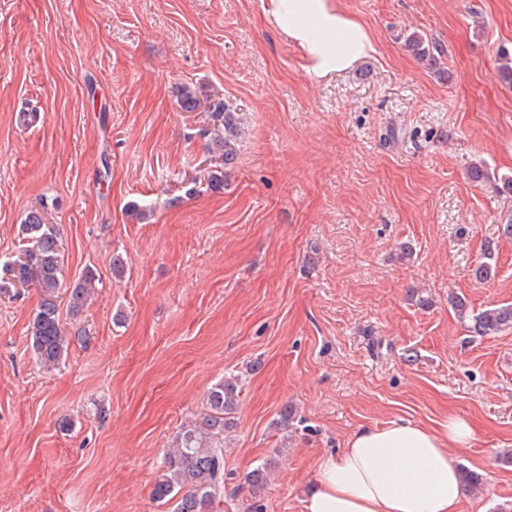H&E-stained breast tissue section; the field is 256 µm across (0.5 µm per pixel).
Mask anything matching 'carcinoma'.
<instances>
[{"label": "carcinoma", "mask_w": 512, "mask_h": 512, "mask_svg": "<svg viewBox=\"0 0 512 512\" xmlns=\"http://www.w3.org/2000/svg\"><path fill=\"white\" fill-rule=\"evenodd\" d=\"M210 119L212 128L206 130V150L222 159L223 166L209 171L207 182L210 189L219 190L224 188V167L236 160L244 131L240 114L225 103L213 106ZM44 209L43 205L26 214L18 255L0 265V296H11L32 283L40 289L42 298L30 324L31 347L39 364L49 368L61 361L69 345L58 314L60 291L68 295V309L76 317L96 293L99 279L93 269L87 268L72 284L63 287V241L56 225L46 223ZM493 262L495 253L487 247L483 261L475 269L476 278H490ZM450 303L458 318L472 321L473 332L478 336H492L512 327V304L490 306L474 314L463 296L451 297ZM242 387V378L233 375L207 391L204 410L182 424L162 457L160 473L151 490L154 501L172 504L171 512H218L227 491L225 433L234 426L231 414ZM275 467L276 459L270 457L246 473L241 488L253 499L248 512H262L260 496ZM462 484L467 494H477L485 487L483 476L468 469L462 472Z\"/></svg>", "instance_id": "1"}]
</instances>
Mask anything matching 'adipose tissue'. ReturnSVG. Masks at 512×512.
Instances as JSON below:
<instances>
[{
    "label": "adipose tissue",
    "instance_id": "ef3b65f1",
    "mask_svg": "<svg viewBox=\"0 0 512 512\" xmlns=\"http://www.w3.org/2000/svg\"><path fill=\"white\" fill-rule=\"evenodd\" d=\"M317 79L338 76L377 52L371 30L339 0H260ZM473 423L449 415L441 427L392 421L355 431L339 456L320 460L306 512H459L460 468L449 447L467 448Z\"/></svg>",
    "mask_w": 512,
    "mask_h": 512
}]
</instances>
